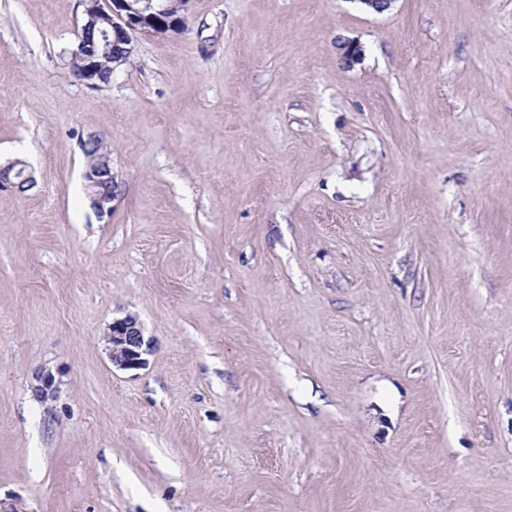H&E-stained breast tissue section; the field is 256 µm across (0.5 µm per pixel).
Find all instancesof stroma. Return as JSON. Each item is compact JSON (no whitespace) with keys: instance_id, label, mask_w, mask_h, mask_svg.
Returning <instances> with one entry per match:
<instances>
[{"instance_id":"35a3bbf8","label":"stroma","mask_w":512,"mask_h":512,"mask_svg":"<svg viewBox=\"0 0 512 512\" xmlns=\"http://www.w3.org/2000/svg\"><path fill=\"white\" fill-rule=\"evenodd\" d=\"M82 13L0 0V512H512V0ZM139 0H82L84 4L82 23L78 41L83 44L85 33L96 28L102 29L103 43L101 49L83 53V66L76 73L79 79L107 82L112 77L115 66L127 60L128 51H114L118 43H131L135 33L139 31L164 34L183 26L184 19L177 13V2L181 0H143L148 1V7L140 8L135 5ZM154 1V4H150ZM177 13L174 15L173 13ZM110 61L109 67H104L98 58ZM83 151L88 159V166L94 163L99 154L104 153L95 166L85 171L84 179L93 208L101 216L108 215L112 212V201L117 192L113 191L115 184L109 154L105 153L104 142L99 137L95 140L87 139L83 144ZM109 183H112V192L108 190ZM106 350L112 365L119 370H137L148 364L152 340L145 339L135 317L117 318L107 328L104 336Z\"/></svg>"}]
</instances>
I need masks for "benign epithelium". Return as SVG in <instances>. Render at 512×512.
Returning <instances> with one entry per match:
<instances>
[{
  "label": "benign epithelium",
  "instance_id": "1",
  "mask_svg": "<svg viewBox=\"0 0 512 512\" xmlns=\"http://www.w3.org/2000/svg\"><path fill=\"white\" fill-rule=\"evenodd\" d=\"M84 4L78 41L85 33L96 28L102 29L101 48L82 54L83 66L76 77L87 81L106 82L111 79L114 67L127 60L128 52L115 50L118 43L132 42L139 31L164 34L183 26L181 14H173L167 0L141 8L138 0H82ZM342 63L351 68L362 55L360 44L344 41L338 44ZM85 185L93 208L100 215L112 212V201L116 192L108 190L113 182L109 154H103L98 163L84 174ZM106 350L112 365L119 370H137L148 364L147 356L152 351V340L144 337L135 317L127 315L117 318L107 328L104 336Z\"/></svg>",
  "mask_w": 512,
  "mask_h": 512
}]
</instances>
